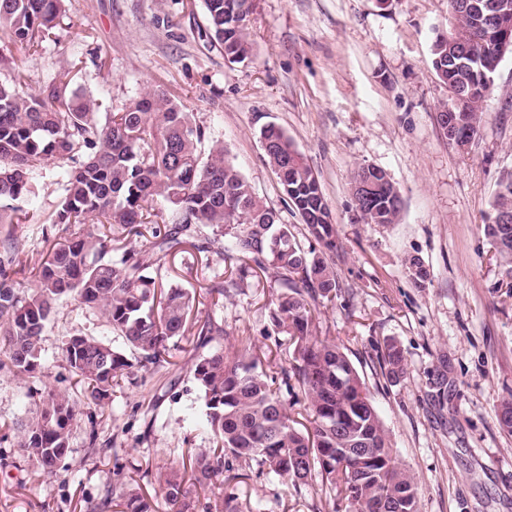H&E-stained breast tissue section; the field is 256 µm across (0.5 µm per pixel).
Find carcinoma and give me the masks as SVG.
Masks as SVG:
<instances>
[{
	"label": "carcinoma",
	"instance_id": "obj_1",
	"mask_svg": "<svg viewBox=\"0 0 512 512\" xmlns=\"http://www.w3.org/2000/svg\"><path fill=\"white\" fill-rule=\"evenodd\" d=\"M64 0H0V31L25 51L41 46L45 32ZM471 0L458 22L463 33L483 46V53L459 62L456 46L446 39L432 45L433 66L441 83L452 89L481 88L484 73L495 62L492 45L498 33L487 23L488 5ZM208 26L224 57L243 62L253 44L245 20L255 0H204ZM17 77L0 81V224L19 223L17 202L32 192L34 176L56 163L64 170L63 193L55 224L79 231L48 244L36 283L19 290L12 265L19 241L5 236L0 260V348L19 374L43 365L42 338L60 300L69 296L100 311L112 332L141 355L159 364L169 356V343L186 333L196 294L157 280L172 250L185 244L200 253L232 263L272 269L285 287L276 302L273 323L292 348L276 376L258 370L251 347L228 353L219 346L224 327L207 318L197 327L198 354L191 368L204 406L202 425L214 447L199 451L182 468H173L160 483L159 496L141 492L121 480L106 498L121 512H196L193 487L224 470L225 457L255 464L279 477L305 484L313 473L344 493L346 512H417L413 477L396 465L393 448L357 370L342 348L311 333L314 306L337 288L336 269L324 252L336 249L317 174L283 129L268 125L261 138L269 143V165L277 174L289 205L309 234L322 246L306 251L275 209L255 195L229 158L224 145L211 144L203 127L163 92H147L120 112H97V103L58 89L45 98L20 89ZM457 137L472 138L483 113H458ZM512 210V172L499 183L490 208ZM365 224H396L401 197L392 184L380 185L360 201ZM119 226L139 236V227L154 225L148 247H130L120 260L109 257L112 238L99 226ZM497 257L512 279V225L484 224ZM62 356L94 401L105 399L113 382L133 363L102 338L75 335L62 344ZM392 383L406 374L399 347L389 342L381 366ZM303 390L311 427L296 428L280 399L281 387ZM75 401L49 391L17 428L24 448L43 474L56 472L70 449Z\"/></svg>",
	"mask_w": 512,
	"mask_h": 512
}]
</instances>
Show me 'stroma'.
I'll return each mask as SVG.
<instances>
[{
	"label": "stroma",
	"instance_id": "obj_1",
	"mask_svg": "<svg viewBox=\"0 0 512 512\" xmlns=\"http://www.w3.org/2000/svg\"><path fill=\"white\" fill-rule=\"evenodd\" d=\"M450 22L449 0H256L248 19L253 56L228 62L208 29L203 0H66L34 53L0 33V80L19 73L23 89L51 84L122 111L134 98L164 91L191 112L208 141L223 143L256 195L276 209L297 242L315 247L289 208L260 139L281 127L317 173L336 249L328 259L338 287L317 305L314 336L344 346L376 406L399 469L416 482L418 512H512V434L498 412L512 398V289L500 274L483 226L504 173L512 172V52L502 58L485 121L466 149L444 137L437 112L449 98L431 48ZM362 165L384 169L399 189V223L365 224L352 180ZM63 171L44 167L20 206L24 223L0 226L23 244L16 281H33L52 223ZM427 276L415 279L409 257ZM228 264L192 247L169 256L162 278L200 290L227 280ZM283 287L272 273H249L212 303L201 297L192 320L222 323L224 350L247 345L266 373L288 356L272 314ZM110 339L100 312L67 298L47 325L42 368H0V512H90L110 483L134 478L147 493L172 466L211 447L195 426L202 411L190 377L193 333L170 363L134 365L109 398L94 403L62 359L73 335ZM402 351L407 375L390 383L380 362L386 342ZM49 391L69 394L77 420L56 474L37 472L18 446L16 424ZM230 483L199 490L201 503L232 493L241 512H337L340 496L320 476L307 484L234 463Z\"/></svg>",
	"mask_w": 512,
	"mask_h": 512
}]
</instances>
